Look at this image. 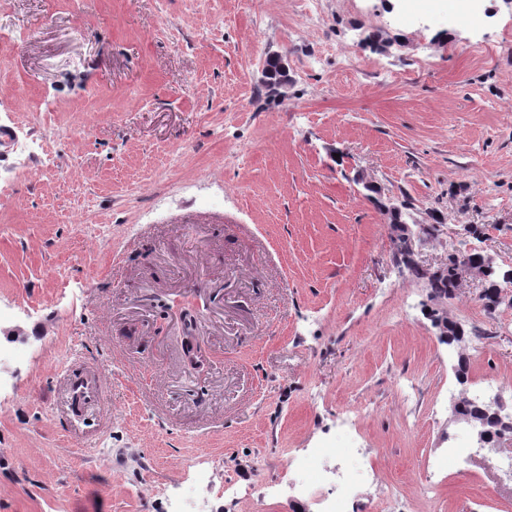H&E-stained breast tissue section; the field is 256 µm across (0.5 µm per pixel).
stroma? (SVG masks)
<instances>
[{
    "mask_svg": "<svg viewBox=\"0 0 512 512\" xmlns=\"http://www.w3.org/2000/svg\"><path fill=\"white\" fill-rule=\"evenodd\" d=\"M300 10L0 0V512H320L310 448L354 473V512H512L450 420L512 403V306L463 278L467 340L441 342L378 202L407 204L420 268L512 273V7ZM69 395L71 405L78 410L94 403L99 397L96 379L87 374L72 373L69 378Z\"/></svg>",
    "mask_w": 512,
    "mask_h": 512,
    "instance_id": "1",
    "label": "stroma"
}]
</instances>
